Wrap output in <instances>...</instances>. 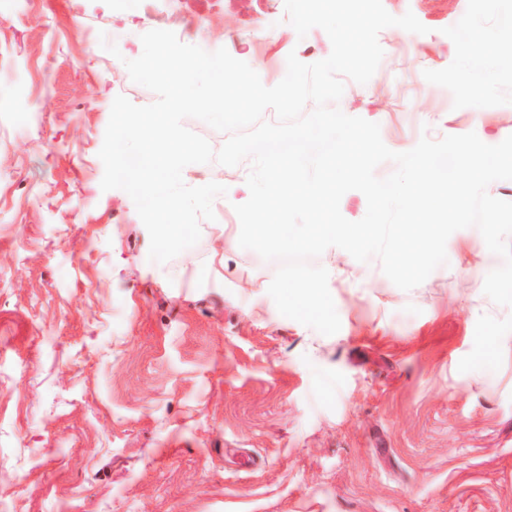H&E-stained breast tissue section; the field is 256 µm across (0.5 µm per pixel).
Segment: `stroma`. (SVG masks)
<instances>
[{"label":"stroma","mask_w":512,"mask_h":512,"mask_svg":"<svg viewBox=\"0 0 512 512\" xmlns=\"http://www.w3.org/2000/svg\"><path fill=\"white\" fill-rule=\"evenodd\" d=\"M423 34L382 30L367 84L338 106L393 151L512 135V0H383ZM226 48L265 86L296 53L284 0H0V499L16 512H512V308L483 291L502 260L477 228L404 291L378 259L317 265L341 328L281 315L278 268L240 248L223 198L199 242L149 259L131 197L102 190L117 96L156 101L123 60L142 34ZM115 44L118 54L105 50ZM226 250L223 273L210 267ZM472 43L478 52H493L512 62V42H502L488 35L476 34Z\"/></svg>","instance_id":"1"}]
</instances>
